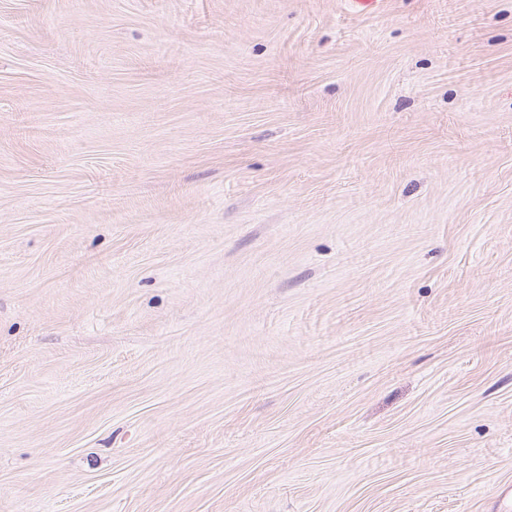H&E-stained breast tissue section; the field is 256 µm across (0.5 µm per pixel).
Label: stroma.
<instances>
[{
    "label": "stroma",
    "instance_id": "obj_1",
    "mask_svg": "<svg viewBox=\"0 0 512 512\" xmlns=\"http://www.w3.org/2000/svg\"><path fill=\"white\" fill-rule=\"evenodd\" d=\"M0 512H512V0H0Z\"/></svg>",
    "mask_w": 512,
    "mask_h": 512
}]
</instances>
